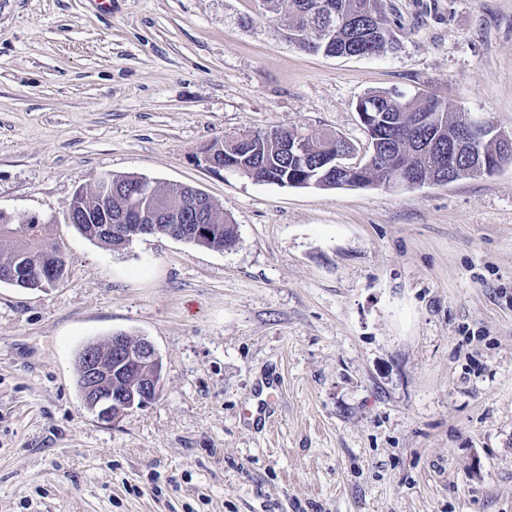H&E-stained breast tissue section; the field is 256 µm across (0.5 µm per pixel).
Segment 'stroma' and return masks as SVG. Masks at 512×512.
Masks as SVG:
<instances>
[{
  "instance_id": "1",
  "label": "stroma",
  "mask_w": 512,
  "mask_h": 512,
  "mask_svg": "<svg viewBox=\"0 0 512 512\" xmlns=\"http://www.w3.org/2000/svg\"><path fill=\"white\" fill-rule=\"evenodd\" d=\"M396 50L311 54L262 0H0V211L51 223L55 287L0 283V512H512V161L415 187L209 169L214 141L427 94L512 136V0H386ZM110 173L191 185L217 250L66 220ZM148 337L163 389L104 423L75 359ZM269 425L239 413L268 381ZM212 203H214V201L208 195H205L196 203V210L199 219L204 217V213L203 216H201V212H204L207 205ZM205 220V223L208 224L209 227L208 233L191 236L185 241H190L195 244L214 249H224V247L230 246L236 241V224H233L229 219L224 218V215L211 205H209L206 210Z\"/></svg>"
}]
</instances>
